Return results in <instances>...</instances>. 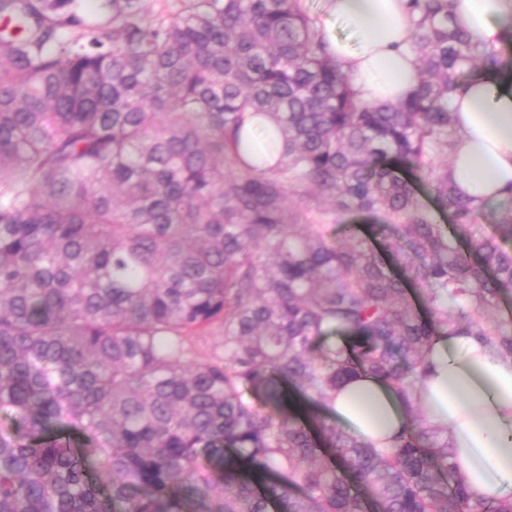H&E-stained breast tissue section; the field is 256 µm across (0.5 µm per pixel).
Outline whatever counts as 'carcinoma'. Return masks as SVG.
Returning <instances> with one entry per match:
<instances>
[{
  "label": "carcinoma",
  "instance_id": "cac0c4a2",
  "mask_svg": "<svg viewBox=\"0 0 512 512\" xmlns=\"http://www.w3.org/2000/svg\"><path fill=\"white\" fill-rule=\"evenodd\" d=\"M163 2L0 0V512H512L456 481L419 399L440 330L512 358V220L474 237L489 206L441 163L458 84L504 58L409 0L417 88L369 105L301 0ZM361 371L406 404L390 448L322 415Z\"/></svg>",
  "mask_w": 512,
  "mask_h": 512
}]
</instances>
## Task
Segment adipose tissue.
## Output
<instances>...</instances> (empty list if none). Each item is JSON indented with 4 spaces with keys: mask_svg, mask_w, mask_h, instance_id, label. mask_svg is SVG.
Returning a JSON list of instances; mask_svg holds the SVG:
<instances>
[{
    "mask_svg": "<svg viewBox=\"0 0 512 512\" xmlns=\"http://www.w3.org/2000/svg\"><path fill=\"white\" fill-rule=\"evenodd\" d=\"M408 0H327L354 41L327 37L331 54L367 103L397 102L417 86L409 48ZM460 23L488 50L512 35V0H456ZM458 136L451 171L462 196L495 204L512 196V72L467 78L454 94ZM420 384L428 423L446 427L456 475L479 498H512V359L466 334L434 336ZM330 419L363 442L386 448L408 422L393 384L357 373L336 393Z\"/></svg>",
    "mask_w": 512,
    "mask_h": 512,
    "instance_id": "1",
    "label": "adipose tissue"
}]
</instances>
